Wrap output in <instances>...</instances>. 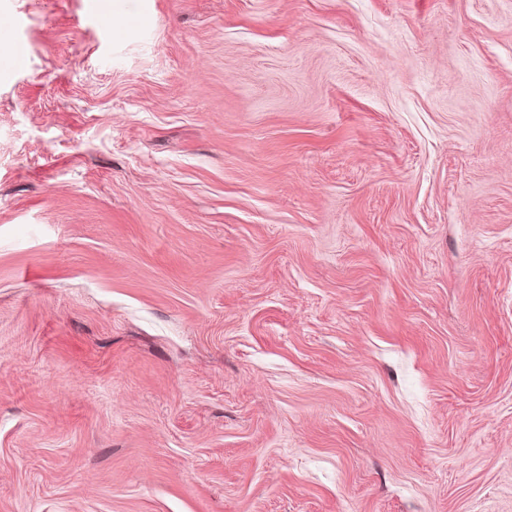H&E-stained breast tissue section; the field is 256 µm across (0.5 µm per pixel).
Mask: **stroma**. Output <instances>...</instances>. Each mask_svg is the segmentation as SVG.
I'll list each match as a JSON object with an SVG mask.
<instances>
[{"label":"stroma","mask_w":512,"mask_h":512,"mask_svg":"<svg viewBox=\"0 0 512 512\" xmlns=\"http://www.w3.org/2000/svg\"><path fill=\"white\" fill-rule=\"evenodd\" d=\"M0 0V512H512V0Z\"/></svg>","instance_id":"1"}]
</instances>
